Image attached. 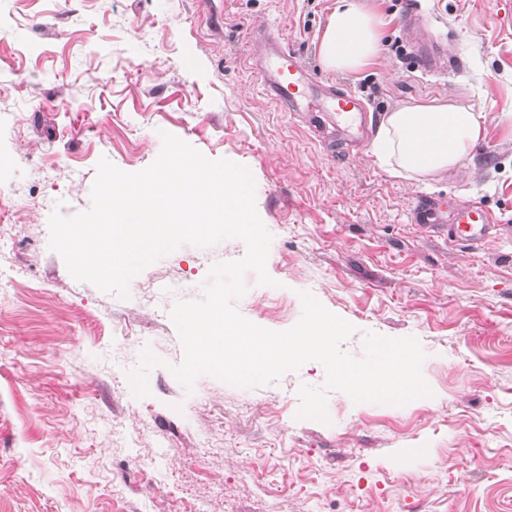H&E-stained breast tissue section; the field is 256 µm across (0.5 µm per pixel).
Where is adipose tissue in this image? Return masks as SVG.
<instances>
[{"mask_svg": "<svg viewBox=\"0 0 512 512\" xmlns=\"http://www.w3.org/2000/svg\"><path fill=\"white\" fill-rule=\"evenodd\" d=\"M380 21L360 0H338L329 17L320 55L327 68L356 72L378 53ZM482 125L471 108L457 104L401 106L388 112L372 144L380 163H396L421 177L460 169L479 142Z\"/></svg>", "mask_w": 512, "mask_h": 512, "instance_id": "obj_1", "label": "adipose tissue"}]
</instances>
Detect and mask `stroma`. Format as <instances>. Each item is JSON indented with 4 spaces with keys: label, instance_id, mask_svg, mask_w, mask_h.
I'll use <instances>...</instances> for the list:
<instances>
[{
    "label": "stroma",
    "instance_id": "obj_1",
    "mask_svg": "<svg viewBox=\"0 0 512 512\" xmlns=\"http://www.w3.org/2000/svg\"><path fill=\"white\" fill-rule=\"evenodd\" d=\"M364 2L379 52L339 74L318 53L336 0H0V512H512V0ZM415 3L416 42L401 26ZM257 29L357 93L373 125L453 103L482 138L458 172L417 179L367 146L337 154L258 82ZM165 132L253 177L275 284L246 274L244 318L290 329L310 292L355 327V357L363 333L415 337L431 396L332 391L328 422L300 419L299 386L326 380L316 361L275 384L185 388L169 312L245 255L236 238L181 246L126 300L76 281L49 247L51 213L90 207L101 158L148 167ZM421 195L496 222L479 245L450 242L413 224ZM147 347L162 364L137 397L128 373Z\"/></svg>",
    "mask_w": 512,
    "mask_h": 512
}]
</instances>
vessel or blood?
Returning a JSON list of instances; mask_svg holds the SVG:
<instances>
[{"instance_id": "b4317fda", "label": "vessel or blood", "mask_w": 512, "mask_h": 512, "mask_svg": "<svg viewBox=\"0 0 512 512\" xmlns=\"http://www.w3.org/2000/svg\"><path fill=\"white\" fill-rule=\"evenodd\" d=\"M256 74L269 95L291 112H312L319 127L343 129L353 141L366 142L369 126L367 106L347 89L328 86L313 78L299 53L273 35L260 34L253 48ZM413 216L418 224H444L453 242L481 243L493 222L490 212L467 202L447 211L436 201L418 199Z\"/></svg>"}]
</instances>
